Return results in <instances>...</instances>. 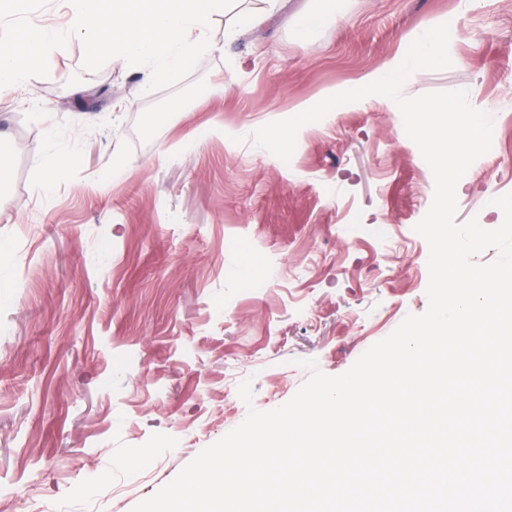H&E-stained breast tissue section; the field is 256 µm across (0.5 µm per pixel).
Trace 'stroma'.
Returning <instances> with one entry per match:
<instances>
[{"instance_id": "obj_1", "label": "stroma", "mask_w": 512, "mask_h": 512, "mask_svg": "<svg viewBox=\"0 0 512 512\" xmlns=\"http://www.w3.org/2000/svg\"><path fill=\"white\" fill-rule=\"evenodd\" d=\"M258 7L214 16L209 50L168 90L147 92L146 72L119 58L83 70L73 36L31 93L0 92L16 145L0 176V512H132L248 407L288 402L304 361L341 375L426 311L429 248L414 227L435 184L396 103L336 107L299 130L287 162L252 135L451 17L463 23L451 67L402 94L463 90L492 116L501 162L492 184L463 181L457 219L502 224L487 197L512 192V0H335L303 39L296 20L320 0H276L230 34ZM53 145L73 160L42 195Z\"/></svg>"}]
</instances>
